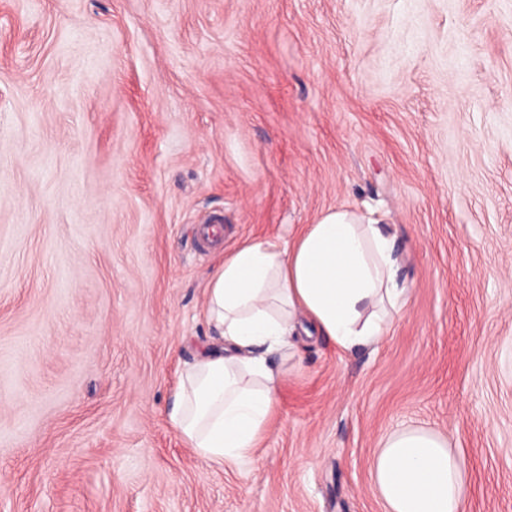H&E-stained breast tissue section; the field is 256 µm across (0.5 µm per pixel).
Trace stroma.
Listing matches in <instances>:
<instances>
[{
	"label": "stroma",
	"mask_w": 512,
	"mask_h": 512,
	"mask_svg": "<svg viewBox=\"0 0 512 512\" xmlns=\"http://www.w3.org/2000/svg\"><path fill=\"white\" fill-rule=\"evenodd\" d=\"M339 207L396 234L401 317L200 458L211 272ZM414 427L512 512V0H0V512H387Z\"/></svg>",
	"instance_id": "obj_1"
}]
</instances>
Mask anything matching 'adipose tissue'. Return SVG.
Here are the masks:
<instances>
[{"label": "adipose tissue", "instance_id": "obj_1", "mask_svg": "<svg viewBox=\"0 0 512 512\" xmlns=\"http://www.w3.org/2000/svg\"><path fill=\"white\" fill-rule=\"evenodd\" d=\"M396 241L379 219L323 211L291 239L239 244L207 284L217 340L179 374L172 427L204 460L236 463L257 448L298 340L350 352L379 343L408 301ZM389 512H463L469 479L447 442L425 429L390 435L373 464Z\"/></svg>", "mask_w": 512, "mask_h": 512}]
</instances>
